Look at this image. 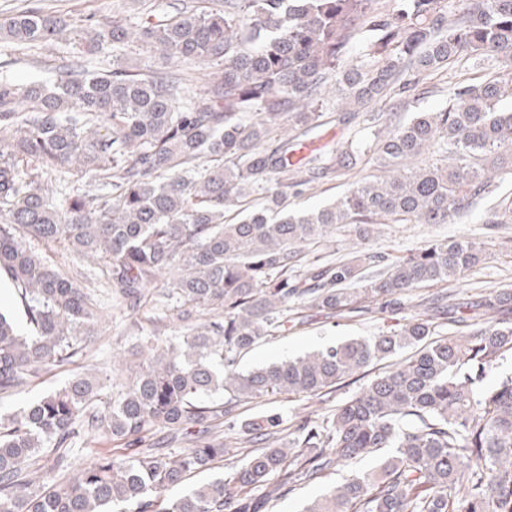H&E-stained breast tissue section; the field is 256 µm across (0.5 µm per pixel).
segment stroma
<instances>
[{
  "mask_svg": "<svg viewBox=\"0 0 512 512\" xmlns=\"http://www.w3.org/2000/svg\"><path fill=\"white\" fill-rule=\"evenodd\" d=\"M79 47L72 39L56 41L52 46H38L32 49L16 47L12 42L0 41V74L14 81L25 83L37 77H59L60 57L71 56ZM366 162H358L349 177H329L322 180L314 190L292 199L295 208H311L324 205L343 194L350 182L369 174ZM480 214H472L454 224H389L382 236L371 240L367 248L374 253H388L399 257L406 255L425 242L435 239L458 237L482 238L488 236L486 225L481 224ZM512 285V248L498 249L486 257L477 268L453 287L459 299H467L471 288L486 291L499 289L503 284ZM107 319L94 336L87 357L71 364H65L40 373L31 379L23 392L12 396L0 395V414L13 413L40 395L63 385L74 372L94 370L99 375H111L113 357L129 358L139 342V334L122 309L110 306L106 309ZM396 321L395 313L372 309L367 314L338 318L331 321L322 316H314L311 323L289 330L286 336L260 343L241 357L239 366L243 369L261 367L303 355L325 346L357 337L376 335ZM360 387L358 381H347L337 391L331 393L327 402L318 398L281 395L271 399H257L240 406V419L247 420L261 413H278L286 419L307 413H322L335 409ZM376 460L366 457L353 462H342L334 466L331 475L323 482L301 485L289 494L271 500L264 512H302L307 501L318 496L324 489L342 482L348 472L366 471L373 468Z\"/></svg>",
  "mask_w": 512,
  "mask_h": 512,
  "instance_id": "obj_1",
  "label": "stroma"
}]
</instances>
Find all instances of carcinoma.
<instances>
[{
	"label": "carcinoma",
	"mask_w": 512,
	"mask_h": 512,
	"mask_svg": "<svg viewBox=\"0 0 512 512\" xmlns=\"http://www.w3.org/2000/svg\"><path fill=\"white\" fill-rule=\"evenodd\" d=\"M133 2L134 18L77 25L25 0L0 23V40L21 47L66 34L88 55L112 47L110 70L74 57L53 83L0 76V276L30 324L21 334L0 310V395L86 355L104 317L94 291L31 240L99 266L112 300L144 315L136 354H146L127 382L78 373L0 417V512H257L254 494L277 497L366 455L375 468L303 512H512V374L484 384L512 353L501 313L512 287L466 303L446 289L495 238L430 241L396 258L316 254L338 229L363 243L384 224L476 211L512 224V199L499 195L512 183V0H182L172 14ZM133 43L148 53L137 69L126 65ZM196 64L210 72L187 98ZM444 71V108L408 121L367 111ZM333 100L362 126L339 148L300 154ZM359 155L372 174L330 204L288 209L289 195L347 175ZM74 171L78 194L67 192ZM430 285L441 289L401 302ZM373 305L413 314L375 336L237 369L311 310L334 319ZM166 312L186 327L178 345L154 328ZM404 351L331 413L289 424L284 447L280 414L238 422L242 401L319 396ZM239 426L250 451L235 463L221 430ZM161 430L190 448L156 447ZM105 435L126 448L60 480L72 449ZM224 457V477L167 496Z\"/></svg>",
	"instance_id": "carcinoma-1"
}]
</instances>
